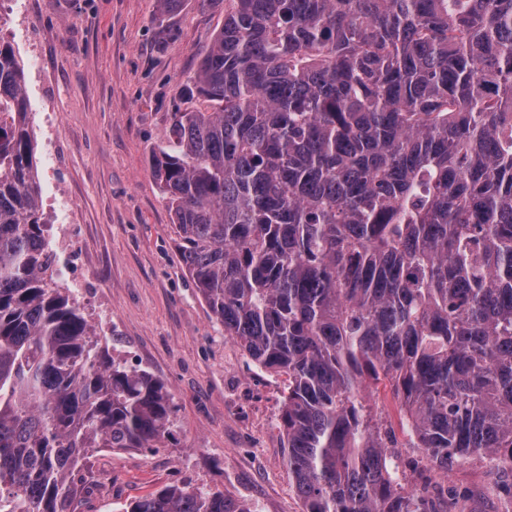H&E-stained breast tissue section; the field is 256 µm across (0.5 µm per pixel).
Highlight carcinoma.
Instances as JSON below:
<instances>
[{
    "mask_svg": "<svg viewBox=\"0 0 512 512\" xmlns=\"http://www.w3.org/2000/svg\"><path fill=\"white\" fill-rule=\"evenodd\" d=\"M227 2L149 156L182 259L288 378L304 512H423L387 449L512 459V0ZM30 123L0 38V512H73L90 450L166 447L172 395L58 287ZM121 512L252 509L187 483Z\"/></svg>",
    "mask_w": 512,
    "mask_h": 512,
    "instance_id": "1",
    "label": "carcinoma"
}]
</instances>
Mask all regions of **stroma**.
Masks as SVG:
<instances>
[{"instance_id":"obj_1","label":"stroma","mask_w":512,"mask_h":512,"mask_svg":"<svg viewBox=\"0 0 512 512\" xmlns=\"http://www.w3.org/2000/svg\"><path fill=\"white\" fill-rule=\"evenodd\" d=\"M224 24V6L184 0H13L0 37L25 76L43 218L69 224L83 257L58 277L110 352L172 394L166 447L93 452L76 470L74 512H119L189 482L253 512H303L278 427L288 381L225 336L189 276L148 166L168 115ZM456 512H512L501 468L480 459L449 472Z\"/></svg>"}]
</instances>
